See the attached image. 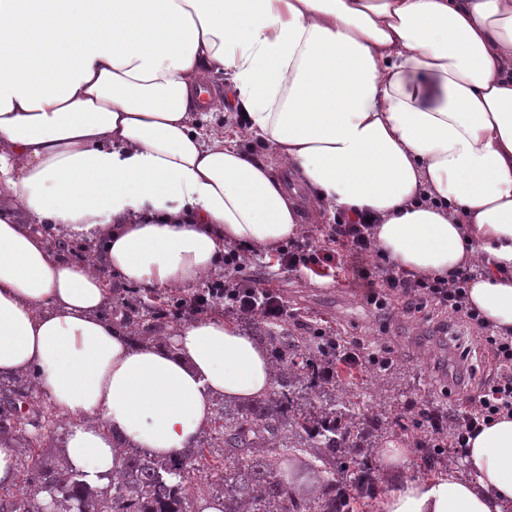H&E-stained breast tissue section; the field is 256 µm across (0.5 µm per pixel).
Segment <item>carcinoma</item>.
Here are the masks:
<instances>
[{"label": "carcinoma", "instance_id": "obj_1", "mask_svg": "<svg viewBox=\"0 0 512 512\" xmlns=\"http://www.w3.org/2000/svg\"><path fill=\"white\" fill-rule=\"evenodd\" d=\"M180 303L171 293L140 299L130 306L137 323L123 324L134 326L139 342L159 341L170 309L180 310ZM241 320L274 352L270 391L224 404L194 445L174 456L114 444L123 449L119 472L104 488L88 485L82 472L59 461L45 462L41 448L56 412L27 376L0 379V434L27 448V473L49 495L52 512H202L205 503L221 512H358L375 489L370 449L379 447L386 423L362 412L346 391L336 337L298 336L286 327L276 332L259 314ZM457 426L448 412L430 432L418 421L402 427L415 447L426 449L423 471L447 465ZM285 457L318 479L315 493L302 495L279 475ZM0 512H31V504L23 495L0 498Z\"/></svg>", "mask_w": 512, "mask_h": 512}]
</instances>
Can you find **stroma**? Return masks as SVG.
I'll list each match as a JSON object with an SVG mask.
<instances>
[{
  "mask_svg": "<svg viewBox=\"0 0 512 512\" xmlns=\"http://www.w3.org/2000/svg\"><path fill=\"white\" fill-rule=\"evenodd\" d=\"M243 278L275 285L288 307L291 330L315 336L359 338L370 351H391L399 374L382 383L373 364L358 367L352 386L364 391V408L389 424L385 442L406 443L401 424L422 404L460 411L469 394L495 370L480 332L462 323L443 327L430 306L393 296L384 307L366 301V289L352 267L334 277L310 272L283 274L270 266L269 254L244 250Z\"/></svg>",
  "mask_w": 512,
  "mask_h": 512,
  "instance_id": "1",
  "label": "stroma"
}]
</instances>
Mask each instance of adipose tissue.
<instances>
[{
  "label": "adipose tissue",
  "instance_id": "ef3b65f1",
  "mask_svg": "<svg viewBox=\"0 0 512 512\" xmlns=\"http://www.w3.org/2000/svg\"><path fill=\"white\" fill-rule=\"evenodd\" d=\"M224 108L271 156L207 137ZM277 163L374 216L397 268L480 265L468 302L512 334V0H0V377L34 373L75 418L88 482L117 470L113 438L172 456L215 399L271 389L269 347L223 316L135 343L100 269L157 293L226 246L274 252L301 230ZM46 229L102 254L65 261ZM408 457L382 449L380 512H512V415L473 433L465 473Z\"/></svg>",
  "mask_w": 512,
  "mask_h": 512
}]
</instances>
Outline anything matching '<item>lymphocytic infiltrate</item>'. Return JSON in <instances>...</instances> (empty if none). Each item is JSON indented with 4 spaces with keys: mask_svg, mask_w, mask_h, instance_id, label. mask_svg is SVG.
<instances>
[{
    "mask_svg": "<svg viewBox=\"0 0 512 512\" xmlns=\"http://www.w3.org/2000/svg\"><path fill=\"white\" fill-rule=\"evenodd\" d=\"M347 257L358 263L356 273L367 289L368 302L379 303L380 293L395 291L411 298H428L447 311L450 319L482 330L498 369L492 381L481 385L479 395L468 404L459 423L454 454L462 453L467 437L489 418L512 414V336L495 334L480 314L469 307L466 277L449 281L419 278L400 271L377 249L371 224L364 220L351 222L338 214L334 215L332 223L323 226L321 239L315 241L304 236L279 250L277 263L280 270L286 272L305 269L326 277L337 273ZM217 302L230 304L242 313L260 312L272 319L283 314L272 290L240 281L221 287L215 286L213 281H206L201 290L186 302L185 308L195 312Z\"/></svg>",
    "mask_w": 512,
    "mask_h": 512,
    "instance_id": "lymphocytic-infiltrate-1",
    "label": "lymphocytic infiltrate"
}]
</instances>
